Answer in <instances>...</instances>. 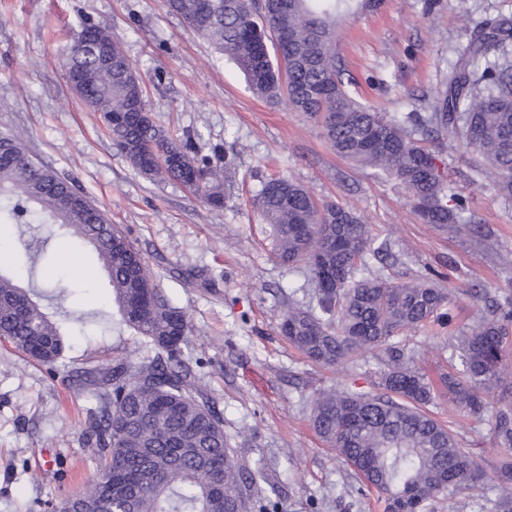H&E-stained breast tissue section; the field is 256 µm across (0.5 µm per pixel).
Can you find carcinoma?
<instances>
[{
    "instance_id": "carcinoma-1",
    "label": "carcinoma",
    "mask_w": 512,
    "mask_h": 512,
    "mask_svg": "<svg viewBox=\"0 0 512 512\" xmlns=\"http://www.w3.org/2000/svg\"><path fill=\"white\" fill-rule=\"evenodd\" d=\"M382 0H164L197 35L230 57L262 98L286 94L320 124L342 158L397 180L417 217L450 230L473 224L452 191L447 164L427 146L451 138L497 174L496 192L512 199V27L503 19L474 29L428 111L384 115L359 101L336 53L337 19L377 9ZM63 66L71 88L96 112L118 152L145 174L175 180L220 207V168L189 155L152 116L130 111L133 70L110 32L86 23ZM270 225L276 258L305 265L315 302L290 307L282 335L311 361L332 366L371 353L379 361L370 391H322L313 401L315 432L374 491L386 512H435L484 478L473 452L428 407L440 395L486 418L506 453L494 469L500 494L476 512H512V407L490 410L485 393L503 385L512 359V291L501 294L471 331L457 337L451 370L433 383L414 365L405 334L432 325L453 333V295L423 276L398 283L384 274L383 247L371 227L337 203H317L300 184L271 178L256 198ZM0 224H57L94 249L119 323L158 351L149 362L121 360L83 372L98 402L84 444L100 461L76 495L84 512H280L260 481L263 467L241 463L224 423L184 359L186 314L156 284L142 254L71 182L44 167L25 141L0 134ZM0 341L52 370L64 349L57 324L0 270Z\"/></svg>"
}]
</instances>
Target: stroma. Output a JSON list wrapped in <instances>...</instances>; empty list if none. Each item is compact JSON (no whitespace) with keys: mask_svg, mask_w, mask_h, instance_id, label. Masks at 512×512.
I'll return each mask as SVG.
<instances>
[{"mask_svg":"<svg viewBox=\"0 0 512 512\" xmlns=\"http://www.w3.org/2000/svg\"><path fill=\"white\" fill-rule=\"evenodd\" d=\"M512 19V0H383L338 26L337 53L361 101L377 111H419L440 91L457 51L487 21ZM109 30L146 86L154 119L193 135L198 155L223 166L224 205L211 208L182 185L143 174L114 148L100 113L73 92L63 56L81 20ZM19 133L46 167L73 181L128 236L156 282L183 310L201 389L224 420L239 460L264 461L285 512H383L361 495L350 468L314 432L311 401L323 389L368 387L378 362L322 366L282 335L288 307L314 291L304 269L281 264L252 202L262 181L282 174L317 202L356 212L388 247L400 282L432 272L452 289L457 333L485 314L478 288L512 289V201L472 183L478 157L447 148L448 182L468 201L479 228L451 235L421 223L408 193L338 156L322 129L287 97L254 95L243 73L193 33L162 0H0V134ZM33 284L62 325L56 374L0 343V512H43L42 502L80 492L97 460L82 441L95 401L83 371L155 352L117 323L107 278L83 241L56 235L36 264ZM414 361L430 377L446 371L447 332H408ZM484 471L498 452L488 426L436 400Z\"/></svg>","mask_w":512,"mask_h":512,"instance_id":"obj_1","label":"stroma"}]
</instances>
